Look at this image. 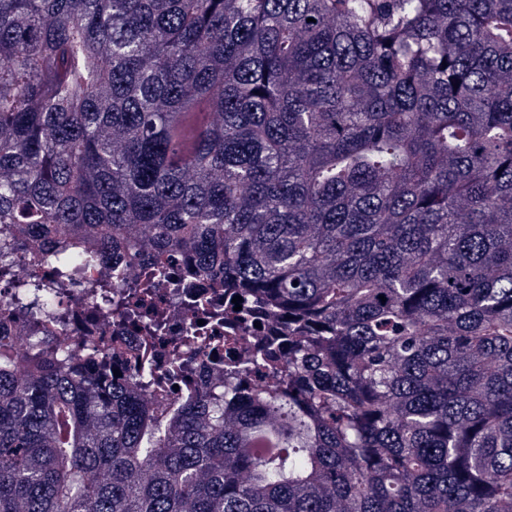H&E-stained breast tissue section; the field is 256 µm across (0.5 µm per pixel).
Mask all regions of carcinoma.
Instances as JSON below:
<instances>
[{
    "label": "carcinoma",
    "mask_w": 512,
    "mask_h": 512,
    "mask_svg": "<svg viewBox=\"0 0 512 512\" xmlns=\"http://www.w3.org/2000/svg\"><path fill=\"white\" fill-rule=\"evenodd\" d=\"M31 237L275 333L161 410L43 289L0 512H512V0H0L1 278Z\"/></svg>",
    "instance_id": "1"
}]
</instances>
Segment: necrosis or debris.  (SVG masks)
Listing matches in <instances>:
<instances>
[{
	"instance_id": "necrosis-or-debris-1",
	"label": "necrosis or debris",
	"mask_w": 512,
	"mask_h": 512,
	"mask_svg": "<svg viewBox=\"0 0 512 512\" xmlns=\"http://www.w3.org/2000/svg\"><path fill=\"white\" fill-rule=\"evenodd\" d=\"M45 251V243L34 241L29 251L20 257L18 269L25 279L58 291L59 314L41 321L39 335L50 340L61 356H70L79 348H95L116 367L152 356L162 370L154 396L164 406L180 399L181 388L223 372L224 355L219 352L183 361L185 375L182 378L175 379L167 373L170 364L181 361L170 344L184 336L188 325H197L203 343H223L224 289L221 285L200 281L185 270L178 257L159 259L158 264L166 276L132 318L125 308L111 306L108 294L101 292L98 283L107 272L106 266L85 268L69 279L57 266L41 263ZM159 310L165 313V343L150 351L145 347L138 320Z\"/></svg>"
}]
</instances>
